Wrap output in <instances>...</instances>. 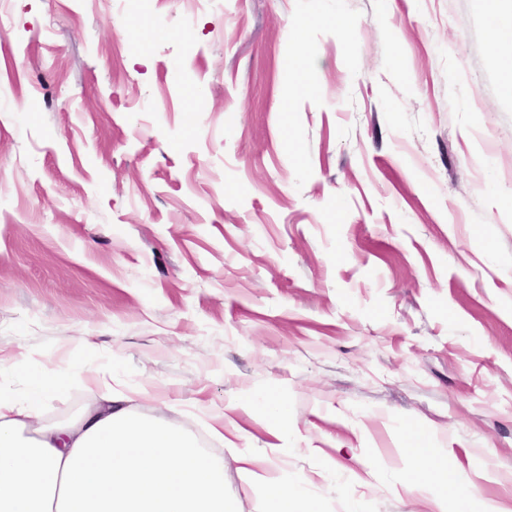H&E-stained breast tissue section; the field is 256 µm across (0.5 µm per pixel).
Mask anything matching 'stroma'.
<instances>
[{
  "label": "stroma",
  "mask_w": 512,
  "mask_h": 512,
  "mask_svg": "<svg viewBox=\"0 0 512 512\" xmlns=\"http://www.w3.org/2000/svg\"><path fill=\"white\" fill-rule=\"evenodd\" d=\"M510 16L0 0V354L50 371L91 337L105 378L161 395L141 419L223 459L232 512H271L268 478L305 480L319 512H512V93L490 47ZM412 430L477 495L409 483ZM264 410L267 414L269 425V432L274 437L278 438L283 430V423L281 415L286 412L284 405L274 395L269 396L264 404Z\"/></svg>",
  "instance_id": "35a3bbf8"
}]
</instances>
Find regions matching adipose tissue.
<instances>
[{"label":"adipose tissue","instance_id":"ef3b65f1","mask_svg":"<svg viewBox=\"0 0 512 512\" xmlns=\"http://www.w3.org/2000/svg\"><path fill=\"white\" fill-rule=\"evenodd\" d=\"M20 371L18 392L11 380ZM77 380L89 393L82 415L38 425L41 404ZM148 396L142 387H99L83 361L42 374L0 359V512H228L223 459L164 421H141L131 403ZM408 453L412 484L462 502L474 496L444 449Z\"/></svg>","mask_w":512,"mask_h":512}]
</instances>
